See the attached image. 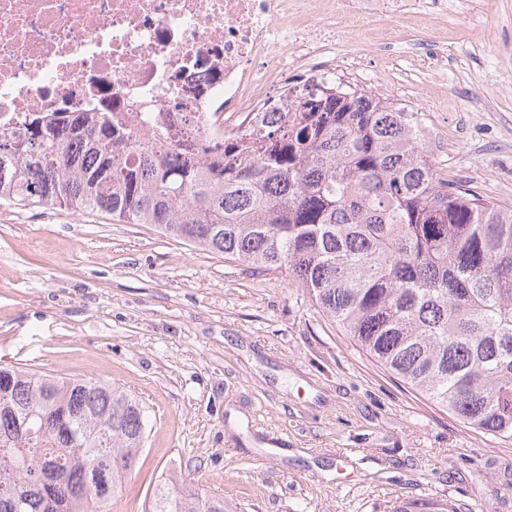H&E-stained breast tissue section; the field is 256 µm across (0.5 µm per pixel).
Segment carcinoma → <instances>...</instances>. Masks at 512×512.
<instances>
[{"mask_svg": "<svg viewBox=\"0 0 512 512\" xmlns=\"http://www.w3.org/2000/svg\"><path fill=\"white\" fill-rule=\"evenodd\" d=\"M294 117L197 155L100 112L0 137V201L105 213L286 273L386 370L512 440V204L441 176L419 113L303 87ZM0 512H110L148 411L108 382L0 364ZM146 512H226L159 479Z\"/></svg>", "mask_w": 512, "mask_h": 512, "instance_id": "cac0c4a2", "label": "carcinoma"}]
</instances>
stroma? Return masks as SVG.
Masks as SVG:
<instances>
[{"label":"stroma","instance_id":"obj_1","mask_svg":"<svg viewBox=\"0 0 512 512\" xmlns=\"http://www.w3.org/2000/svg\"><path fill=\"white\" fill-rule=\"evenodd\" d=\"M447 3L382 35L337 10L340 79L420 113L442 176L512 203V0ZM1 362L106 380L147 407L110 512L143 508L164 474L233 512H512V441L413 392L287 276L148 224L0 202Z\"/></svg>","mask_w":512,"mask_h":512}]
</instances>
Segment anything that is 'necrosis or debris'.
I'll use <instances>...</instances> for the list:
<instances>
[{"mask_svg":"<svg viewBox=\"0 0 512 512\" xmlns=\"http://www.w3.org/2000/svg\"><path fill=\"white\" fill-rule=\"evenodd\" d=\"M336 2L0 0V134L34 112L203 144L286 123L293 88L336 77Z\"/></svg>","mask_w":512,"mask_h":512,"instance_id":"4bbe7bcc","label":"necrosis or debris"}]
</instances>
